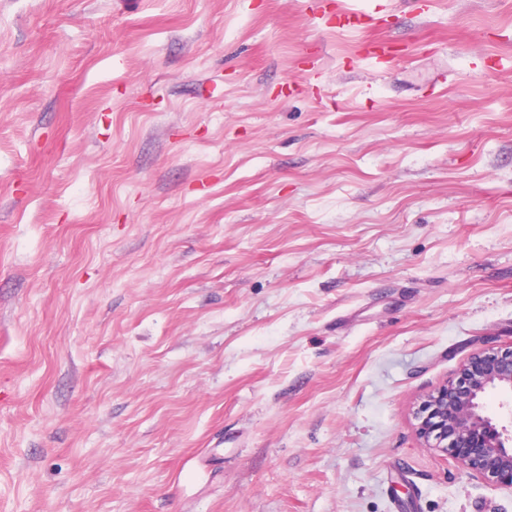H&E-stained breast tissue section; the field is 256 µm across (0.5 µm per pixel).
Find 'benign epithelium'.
<instances>
[{"instance_id": "7a95c632", "label": "benign epithelium", "mask_w": 512, "mask_h": 512, "mask_svg": "<svg viewBox=\"0 0 512 512\" xmlns=\"http://www.w3.org/2000/svg\"><path fill=\"white\" fill-rule=\"evenodd\" d=\"M490 390L512 397V347L475 354L456 378L429 393L417 411V435L469 473L512 489V429L484 414Z\"/></svg>"}]
</instances>
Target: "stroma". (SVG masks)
Wrapping results in <instances>:
<instances>
[{"mask_svg": "<svg viewBox=\"0 0 512 512\" xmlns=\"http://www.w3.org/2000/svg\"><path fill=\"white\" fill-rule=\"evenodd\" d=\"M509 346L512 0H0V512H512ZM497 390L512 399V347L476 353L419 405L417 435L473 475L512 489V425L484 414L482 398Z\"/></svg>", "mask_w": 512, "mask_h": 512, "instance_id": "obj_1", "label": "stroma"}]
</instances>
